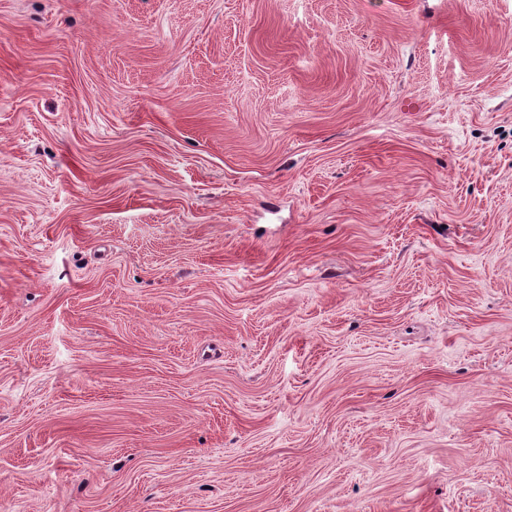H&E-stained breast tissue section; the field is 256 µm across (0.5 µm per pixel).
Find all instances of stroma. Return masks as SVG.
I'll return each instance as SVG.
<instances>
[{"instance_id": "obj_1", "label": "stroma", "mask_w": 512, "mask_h": 512, "mask_svg": "<svg viewBox=\"0 0 512 512\" xmlns=\"http://www.w3.org/2000/svg\"><path fill=\"white\" fill-rule=\"evenodd\" d=\"M0 512H512V0H0Z\"/></svg>"}]
</instances>
